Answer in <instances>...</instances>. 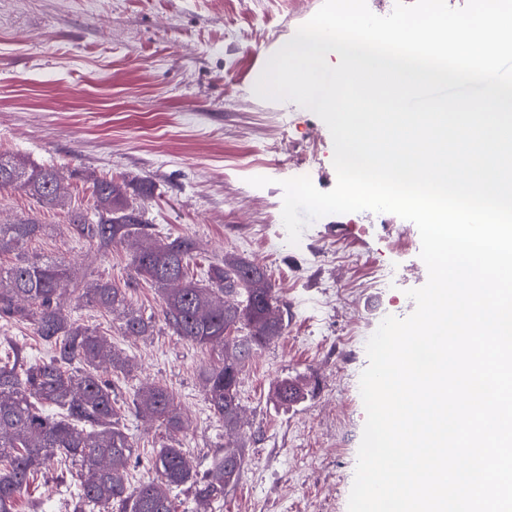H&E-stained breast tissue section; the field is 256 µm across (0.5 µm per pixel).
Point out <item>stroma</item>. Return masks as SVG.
<instances>
[{
    "mask_svg": "<svg viewBox=\"0 0 512 512\" xmlns=\"http://www.w3.org/2000/svg\"><path fill=\"white\" fill-rule=\"evenodd\" d=\"M322 2L0 0V151L54 168L69 192L66 207L45 208L2 191L0 224L43 225L27 252L70 267L64 309L126 356L112 387L137 442L131 485L154 478L151 458L166 440L159 422L128 410L145 385L167 387L180 402L181 446L194 469L211 470L228 446L243 453L239 481L212 512H348L366 420L364 339L379 311L409 316L408 290L428 279L416 225L392 213L328 215L298 244L288 241L280 182L304 171L318 190H332L333 141L312 111L253 88L267 57ZM271 142L281 154L265 153ZM256 176L271 185H250ZM103 177L126 183L155 234L194 241L195 276L235 254L263 270L282 300L288 327L245 363L237 430L213 417L200 377L220 365L221 347L196 346L165 325L158 290L135 277L133 242L103 248L73 231L70 210L91 208L90 187ZM379 265L395 272V287L372 286ZM100 279L126 288L150 322L145 335L123 333L119 314L79 301ZM15 346L34 360L49 356L30 328L0 319V361ZM285 378L304 386L288 406L272 396ZM75 488L74 468H50L16 512H70Z\"/></svg>",
    "mask_w": 512,
    "mask_h": 512,
    "instance_id": "35a3bbf8",
    "label": "stroma"
}]
</instances>
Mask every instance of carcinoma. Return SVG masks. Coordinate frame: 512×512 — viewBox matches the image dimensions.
<instances>
[{
	"mask_svg": "<svg viewBox=\"0 0 512 512\" xmlns=\"http://www.w3.org/2000/svg\"><path fill=\"white\" fill-rule=\"evenodd\" d=\"M21 190L45 207H64L65 194L58 173L25 159L0 153V191ZM93 211H73L70 223L78 233L101 245L140 237L153 250L135 255L137 279L157 288L162 296L165 323L182 339L199 346L222 344L223 364L206 373L210 410L224 427L238 422V387L246 359L282 335L284 319L268 318L278 298L266 274L238 257L209 265L206 283L190 276L194 244L186 237L153 236L140 212L129 206L125 188L112 179L96 181L91 189ZM39 225L0 224V255L14 253V261L0 262V318L25 322L47 344L52 355L38 362L24 361L20 349L12 350L13 363L0 365V512H15L18 498L27 493L37 476L55 464L78 465L77 493L72 512H176L167 494L170 488L193 490L195 512H211L224 497V487L238 481L242 456L227 450L214 461L212 472L199 476L178 448L183 427L175 396L165 387L149 386L136 392L132 407L149 415L168 430V441L153 459L156 477L136 487L127 482V468L135 444L120 427L119 410L112 399V380L101 364L124 369V360L98 331L65 314L58 293L69 282L65 264L22 252ZM87 303L107 312L127 303V289L102 280L85 292ZM149 322L137 312L124 316L123 330L142 335ZM247 330L234 345L226 338ZM303 387L293 379L275 386L281 404L297 401Z\"/></svg>",
	"mask_w": 512,
	"mask_h": 512,
	"instance_id": "obj_1",
	"label": "carcinoma"
}]
</instances>
